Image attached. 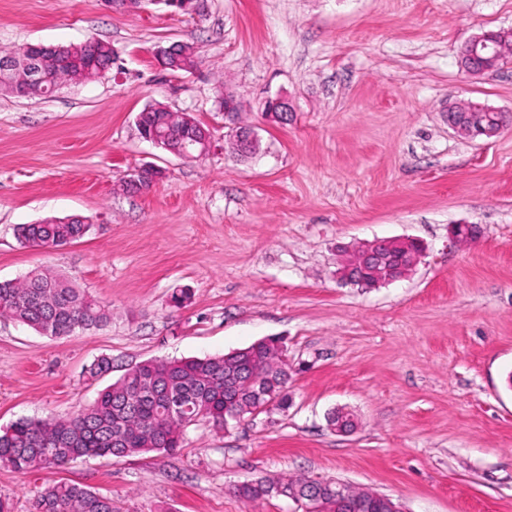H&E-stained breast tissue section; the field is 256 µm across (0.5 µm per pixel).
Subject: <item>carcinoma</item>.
Instances as JSON below:
<instances>
[{
    "mask_svg": "<svg viewBox=\"0 0 512 512\" xmlns=\"http://www.w3.org/2000/svg\"><path fill=\"white\" fill-rule=\"evenodd\" d=\"M67 60L56 84L76 73L91 70L96 78L112 62L108 43L67 45ZM36 58L31 50L0 49V90L11 93L20 73ZM142 126L176 145L198 134L182 124L180 113H142ZM18 238L31 247L48 248L86 235L84 224L61 219L48 224H22ZM0 318L20 322L52 338L106 325L110 310L45 268H34L23 277L0 281ZM243 368L257 375V383L241 385L224 395V372ZM288 367L282 363L278 341L252 347L236 358L212 356L180 360L152 359L129 368L103 389L88 407L67 416L20 418L0 430V468L28 474L62 468L90 457H126L147 452L176 454L185 442L186 429L200 417L224 428L228 406L247 416L277 400L275 407L288 408ZM311 477L288 479L267 476L242 483L234 493L254 503L266 497L288 496L289 489L305 491ZM32 512H120L112 498L67 482L46 485L35 496Z\"/></svg>",
    "mask_w": 512,
    "mask_h": 512,
    "instance_id": "obj_1",
    "label": "carcinoma"
}]
</instances>
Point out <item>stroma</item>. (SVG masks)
Segmentation results:
<instances>
[{
    "label": "stroma",
    "instance_id": "1",
    "mask_svg": "<svg viewBox=\"0 0 512 512\" xmlns=\"http://www.w3.org/2000/svg\"><path fill=\"white\" fill-rule=\"evenodd\" d=\"M195 13L104 0H0V48L111 43L102 78L53 95L0 92V281L45 266L112 319L63 338L0 318V428L92 404L149 359L218 356L265 339L288 349V408L230 431L199 421L175 456L0 468V498L31 512L47 480L112 497L121 512H291L236 485L266 475L341 480L407 512H512V126L457 137L448 106L512 110V62L477 77L464 44L512 28V0H199ZM193 45L194 72L159 70L157 47ZM232 94L261 138L231 150L218 101ZM293 119L268 121V96ZM159 102L212 135L189 160L142 139ZM149 189L124 191L143 165ZM80 215L88 233L52 249L16 229ZM477 225L470 243L451 228ZM411 237L425 252L378 288L339 283L343 247ZM189 298L175 304L173 297ZM110 357L112 371L90 378ZM351 412L352 432L328 423Z\"/></svg>",
    "mask_w": 512,
    "mask_h": 512
}]
</instances>
